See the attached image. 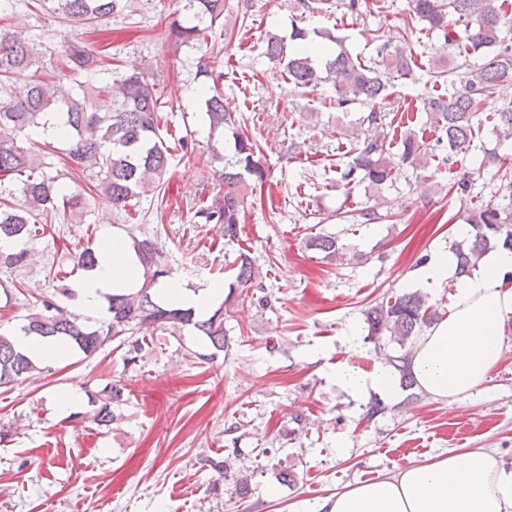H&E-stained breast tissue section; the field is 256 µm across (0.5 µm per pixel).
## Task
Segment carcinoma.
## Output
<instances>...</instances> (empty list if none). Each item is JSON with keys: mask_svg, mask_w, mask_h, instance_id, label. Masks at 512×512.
<instances>
[{"mask_svg": "<svg viewBox=\"0 0 512 512\" xmlns=\"http://www.w3.org/2000/svg\"><path fill=\"white\" fill-rule=\"evenodd\" d=\"M54 12L80 24L108 17L118 7V0H54ZM506 0H409L410 22L428 24L439 33L444 44L454 50V57L440 60L432 70L434 82L460 84L448 95L428 96L422 100L441 156L438 165L453 167L458 156L469 148L475 132L474 119L493 100L495 90L504 82H512V45L501 37L507 14ZM225 0H187L186 19L176 21L172 33L181 44L205 41L209 32L224 17ZM456 19L450 20L448 16ZM293 45L270 37L265 55L281 66V73L298 88L329 83L336 90V109L346 111L359 104L369 108L366 121L375 123V106L386 100L393 75L411 71L416 60L405 49L390 48L383 43L376 58L366 63L352 55L343 38L329 31H315L314 38L302 28H293ZM496 52L480 66L468 59L486 49ZM45 55L37 45L21 34L0 30V96L7 94L9 82L30 76L27 96L19 101L0 103V241L12 248L0 249V269L14 271L32 259L30 242L37 237L40 225L49 220L70 223L81 211L85 194L73 193L57 184L58 177L47 173L52 164L46 156L24 145L23 136L49 120L65 130L64 166L72 178L88 180L87 190L110 203L116 210H127L131 201L153 194L165 198L163 176L170 165L172 151H188L191 144L176 138L167 145L161 131L168 127L162 114V102L148 72L122 74L99 86L92 77L110 70V60L84 42L70 43L55 56L58 79L40 76ZM204 75L212 83L202 88L201 101L209 126L207 149L212 160L222 164L215 170L224 182V195L211 204L207 218L224 224V238L230 242L241 234V215L251 183H263L266 170L261 163L257 143L245 134L241 120L224 106V92L213 71ZM490 116L494 128L506 139L512 137V106L501 107ZM233 140L231 157L224 156V141ZM399 153L377 137H366L346 152L347 161L340 168V182L349 188L363 183L379 190L389 182L395 159L425 170L431 162L424 159L422 147L414 133L399 135ZM18 185L21 203L10 201ZM468 237L452 245L456 258V275L472 272L489 249L512 250V213L489 202L471 213L467 219ZM132 248L142 268V283L122 288L105 296L103 317L93 320L69 311L66 303L76 298L73 289L57 286V294L47 297L24 317L18 332L26 336L62 342L87 357L96 354L111 340L128 344L130 360L142 350L138 334L151 335L169 329L189 328L201 336L208 348L217 352L229 348L230 338L224 328V311L228 305L247 304L260 309L270 304L265 286L257 280L258 267L249 254L238 259L237 285L229 287L222 304L205 318L195 316L193 309L182 308L161 300L158 287L170 277L172 269L163 259L157 237L143 233L131 236ZM307 247L324 254L326 259L342 256L343 247L336 237L318 235L307 241ZM98 265V252L84 247L74 260V267L89 271ZM442 316L430 303L428 295L419 291L395 294L375 304L365 313L366 339L380 345L383 338L399 347V354L389 357L400 373L402 388L416 386L410 364L413 347L424 329L440 321ZM15 332L0 331V387H7L39 371L33 360L17 349L11 340ZM123 401V391L103 389L94 398L91 416L98 427L114 421L112 406Z\"/></svg>", "mask_w": 512, "mask_h": 512, "instance_id": "obj_1", "label": "carcinoma"}]
</instances>
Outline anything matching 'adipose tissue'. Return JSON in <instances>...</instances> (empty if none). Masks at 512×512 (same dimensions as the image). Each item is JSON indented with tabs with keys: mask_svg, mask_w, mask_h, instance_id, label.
Returning a JSON list of instances; mask_svg holds the SVG:
<instances>
[{
	"mask_svg": "<svg viewBox=\"0 0 512 512\" xmlns=\"http://www.w3.org/2000/svg\"><path fill=\"white\" fill-rule=\"evenodd\" d=\"M448 250L434 252L417 276L425 288L453 284L452 307L416 341L412 373L418 387L436 400L456 402L483 384L503 353V336L512 319V251L486 253L471 275L455 274ZM136 258L120 234L103 235L98 265L76 288L85 311H98L105 294L138 283ZM337 385L355 394L378 393L394 400L399 374L376 362L371 371L349 363L333 368ZM324 512H512V471L483 448H465L396 469L384 477L357 483L328 496Z\"/></svg>",
	"mask_w": 512,
	"mask_h": 512,
	"instance_id": "adipose-tissue-1",
	"label": "adipose tissue"
}]
</instances>
